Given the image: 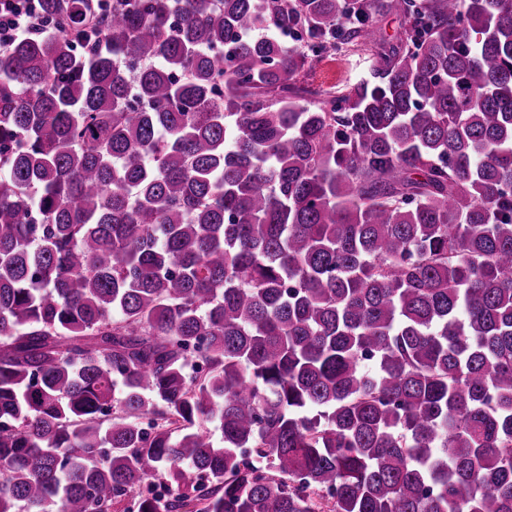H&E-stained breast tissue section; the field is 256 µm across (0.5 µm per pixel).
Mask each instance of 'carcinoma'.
<instances>
[{
	"mask_svg": "<svg viewBox=\"0 0 512 512\" xmlns=\"http://www.w3.org/2000/svg\"><path fill=\"white\" fill-rule=\"evenodd\" d=\"M41 11L71 37L0 52V512H512V0ZM351 43L371 79L303 96Z\"/></svg>",
	"mask_w": 512,
	"mask_h": 512,
	"instance_id": "carcinoma-1",
	"label": "carcinoma"
}]
</instances>
